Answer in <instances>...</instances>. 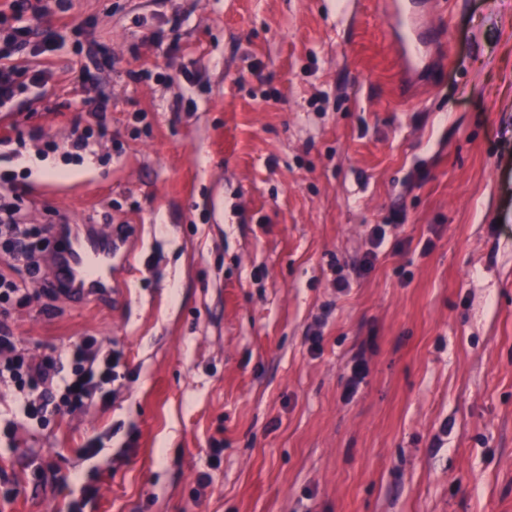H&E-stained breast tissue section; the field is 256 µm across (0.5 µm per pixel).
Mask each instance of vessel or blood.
<instances>
[{
  "mask_svg": "<svg viewBox=\"0 0 512 512\" xmlns=\"http://www.w3.org/2000/svg\"><path fill=\"white\" fill-rule=\"evenodd\" d=\"M390 19L402 33L399 62L407 77L426 61L420 38L424 20L414 0H397ZM128 260L123 235L95 225L74 224L52 258L51 274L69 301L82 303L107 297L119 301L125 290L118 275Z\"/></svg>",
  "mask_w": 512,
  "mask_h": 512,
  "instance_id": "1",
  "label": "vessel or blood"
}]
</instances>
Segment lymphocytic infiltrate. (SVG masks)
<instances>
[{
  "mask_svg": "<svg viewBox=\"0 0 512 512\" xmlns=\"http://www.w3.org/2000/svg\"><path fill=\"white\" fill-rule=\"evenodd\" d=\"M44 10L43 0H10L0 9V32L8 44H32L34 55L50 51L57 38L47 32L38 43H30L33 33L29 18ZM8 49L0 50V108L27 87L38 86L48 75L47 69H32L9 63ZM19 186L13 173L0 174V255L6 257L9 273L0 272V313L22 291L13 271L22 269L45 282V295L56 298L58 288L51 282L49 261L58 245L52 226L27 223L15 205ZM68 364L54 357L40 359L29 355L13 335L9 325L0 320V386L13 389L23 403V413L30 419H45L49 413L81 411L95 402H109L119 391L126 374L123 349L105 344L95 336L83 337L68 349Z\"/></svg>",
  "mask_w": 512,
  "mask_h": 512,
  "instance_id": "f902f5d3",
  "label": "lymphocytic infiltrate"
}]
</instances>
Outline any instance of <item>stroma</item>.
<instances>
[{"label": "stroma", "instance_id": "obj_1", "mask_svg": "<svg viewBox=\"0 0 512 512\" xmlns=\"http://www.w3.org/2000/svg\"><path fill=\"white\" fill-rule=\"evenodd\" d=\"M46 6L34 40L68 27L0 108L27 135L0 168L29 223L128 224L135 254L116 304L17 272L8 321L39 358L101 337L129 375L0 437V512H512V0H430L409 88L379 0ZM104 98L90 152L44 156Z\"/></svg>", "mask_w": 512, "mask_h": 512}]
</instances>
